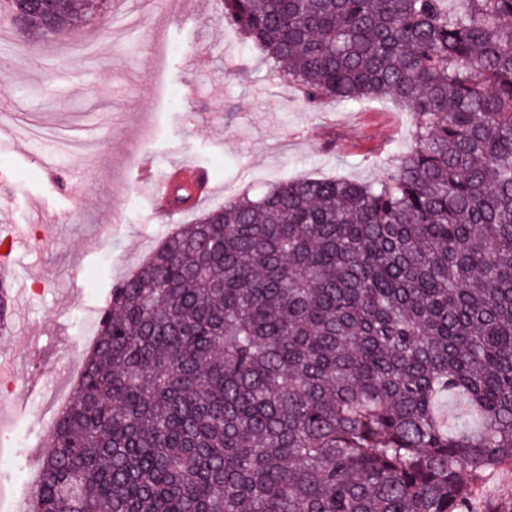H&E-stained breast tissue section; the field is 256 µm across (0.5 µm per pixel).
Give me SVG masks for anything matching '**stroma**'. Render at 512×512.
Returning <instances> with one entry per match:
<instances>
[{
	"instance_id": "stroma-1",
	"label": "stroma",
	"mask_w": 512,
	"mask_h": 512,
	"mask_svg": "<svg viewBox=\"0 0 512 512\" xmlns=\"http://www.w3.org/2000/svg\"><path fill=\"white\" fill-rule=\"evenodd\" d=\"M93 126L106 157L87 164L76 139ZM411 112L389 99L326 102L310 111L299 87L239 30L216 0H99L72 29L44 36L0 18V225L39 240L0 243V260L26 283L5 352L11 383L0 411V512L27 496L113 285L171 232L232 199L259 198L305 175L375 182L411 143ZM154 176L191 164L213 190L166 219L135 184L138 160ZM119 224L102 238L98 225Z\"/></svg>"
}]
</instances>
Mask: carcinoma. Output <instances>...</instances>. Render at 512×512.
Masks as SVG:
<instances>
[{"instance_id":"cac0c4a2","label":"carcinoma","mask_w":512,"mask_h":512,"mask_svg":"<svg viewBox=\"0 0 512 512\" xmlns=\"http://www.w3.org/2000/svg\"><path fill=\"white\" fill-rule=\"evenodd\" d=\"M8 2L44 34L95 8ZM217 2L311 111L388 97L411 146L208 211L114 286L27 512H469L512 469V0Z\"/></svg>"}]
</instances>
